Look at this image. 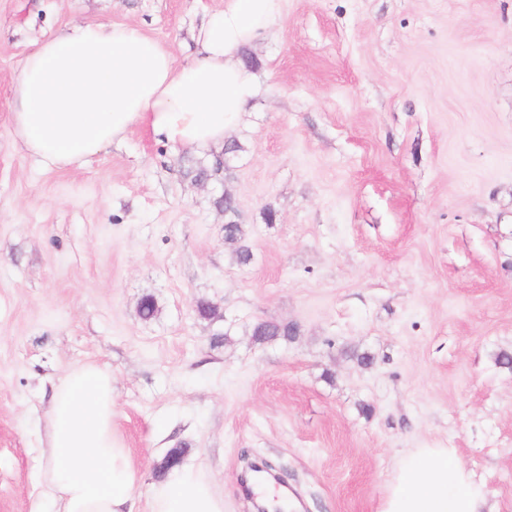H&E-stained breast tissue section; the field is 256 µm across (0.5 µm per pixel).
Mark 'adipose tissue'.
<instances>
[{
	"mask_svg": "<svg viewBox=\"0 0 512 512\" xmlns=\"http://www.w3.org/2000/svg\"><path fill=\"white\" fill-rule=\"evenodd\" d=\"M280 0H224L193 29L200 48L176 63L169 47L112 22L75 24L26 58L13 87V135L47 167L81 164L145 126L173 147L222 149L256 76L240 60L277 15ZM47 417L49 458L40 475L49 512H138L140 477L117 431L112 374L70 368ZM147 512H224L201 468L180 466L153 488ZM379 512H495L454 448H412L394 468Z\"/></svg>",
	"mask_w": 512,
	"mask_h": 512,
	"instance_id": "obj_1",
	"label": "adipose tissue"
}]
</instances>
